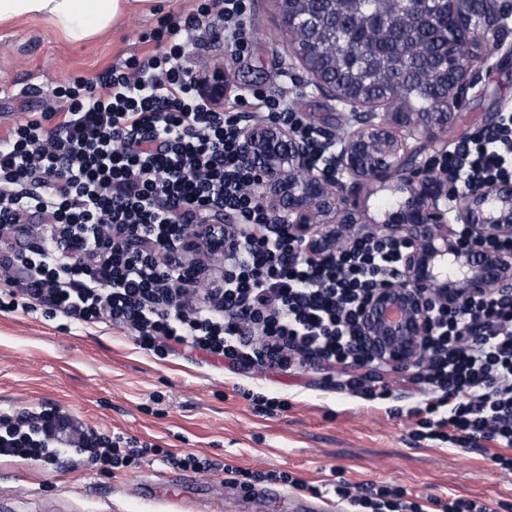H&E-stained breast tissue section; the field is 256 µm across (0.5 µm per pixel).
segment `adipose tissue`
Instances as JSON below:
<instances>
[{
    "mask_svg": "<svg viewBox=\"0 0 512 512\" xmlns=\"http://www.w3.org/2000/svg\"><path fill=\"white\" fill-rule=\"evenodd\" d=\"M159 0H0V25L48 22L67 39L87 42L115 30L132 10L151 11Z\"/></svg>",
    "mask_w": 512,
    "mask_h": 512,
    "instance_id": "1",
    "label": "adipose tissue"
}]
</instances>
